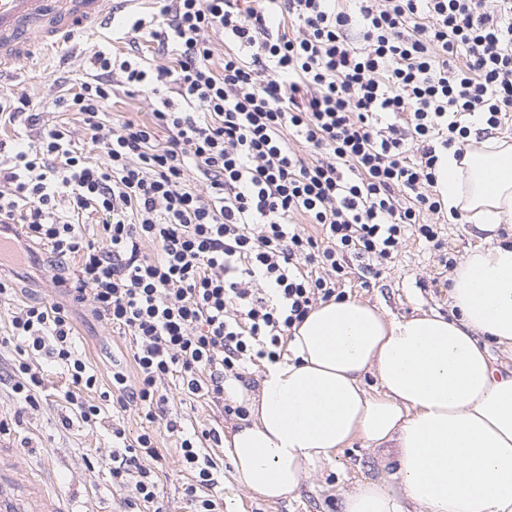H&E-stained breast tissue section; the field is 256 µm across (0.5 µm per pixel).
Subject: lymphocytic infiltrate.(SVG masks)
<instances>
[{
    "label": "lymphocytic infiltrate",
    "instance_id": "f902f5d3",
    "mask_svg": "<svg viewBox=\"0 0 512 512\" xmlns=\"http://www.w3.org/2000/svg\"><path fill=\"white\" fill-rule=\"evenodd\" d=\"M129 29L165 63L96 52L77 91L57 100L81 115L100 161L68 127H43L28 95L0 100V130L29 133L0 139L12 151L0 163V262L29 241L74 266L58 282L64 301L14 313L23 345L5 380L36 405L45 357L82 424L96 427L103 409L83 393L98 375L69 310L90 303L130 339L133 370L113 371L112 411L147 423L132 438L112 430L109 471L125 508L167 512L161 422L194 472L193 512H224L205 448L220 433L170 418L161 385L246 417L225 403L227 383L249 385L250 365L280 358L285 333L336 297L348 256L392 259L409 234L439 244L437 225L420 221L442 210L439 150L466 137L473 114L496 128L512 112V0H165ZM122 87L146 94L150 122L104 126Z\"/></svg>",
    "mask_w": 512,
    "mask_h": 512
}]
</instances>
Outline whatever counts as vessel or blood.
<instances>
[{
    "instance_id": "b4317fda",
    "label": "vessel or blood",
    "mask_w": 512,
    "mask_h": 512,
    "mask_svg": "<svg viewBox=\"0 0 512 512\" xmlns=\"http://www.w3.org/2000/svg\"><path fill=\"white\" fill-rule=\"evenodd\" d=\"M141 0H0V82L15 79L19 63L35 60L82 31L110 26ZM15 445L0 437V512H63L57 495L15 464Z\"/></svg>"
}]
</instances>
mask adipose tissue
<instances>
[{
    "instance_id": "1",
    "label": "adipose tissue",
    "mask_w": 512,
    "mask_h": 512,
    "mask_svg": "<svg viewBox=\"0 0 512 512\" xmlns=\"http://www.w3.org/2000/svg\"><path fill=\"white\" fill-rule=\"evenodd\" d=\"M436 188L486 238L449 272V314L385 316L369 303H319L293 327L288 354L266 364L251 420L224 455L251 495L275 501L360 438L392 448L398 467L345 492L343 512H512V142L441 152ZM373 376L377 391L364 384Z\"/></svg>"
}]
</instances>
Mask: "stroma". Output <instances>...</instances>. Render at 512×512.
<instances>
[{"mask_svg": "<svg viewBox=\"0 0 512 512\" xmlns=\"http://www.w3.org/2000/svg\"><path fill=\"white\" fill-rule=\"evenodd\" d=\"M124 31L114 26L79 35L76 53L59 48L41 59L21 66L20 81L0 89V96L30 95L35 111L47 125L67 124L77 146L85 155L98 152L83 136L77 114L61 111L55 104L61 94L60 77L82 72L96 50L126 51ZM442 249L417 238H408L397 255L383 263L379 276L365 272L363 260L349 258L348 273L341 283L346 295L369 302L387 316L407 317L419 312L448 310V269L441 257L461 260L482 243L484 235L466 216L442 224ZM16 288L36 300L59 299L58 278L66 269L52 265L47 249L37 244L25 247V258L12 265ZM78 347L98 373V386L83 394L92 404H101V394L112 387V362L130 346L128 337L93 319L88 305L73 308ZM168 407L186 426L217 428L226 433L236 428L238 418L225 417L221 408L203 399L181 394L166 383ZM65 380L57 371L46 375L42 396L36 406L24 403L8 385L0 384V421L8 422L9 435L17 443L18 462L33 468L35 477L45 479L63 502L65 512H119L121 504L112 489L108 455L112 450V422L104 420L96 429L85 428L65 397ZM158 446L167 459L163 476L168 512H190L184 489L192 480L189 469L178 464V451L163 426L155 428ZM213 461L224 471V481L215 496L224 500V512H342L343 495L357 482L392 474L397 468L395 453L365 448L360 439L351 440L336 453L335 466H327L305 478L296 494L283 500L253 497L238 483L223 446L210 447Z\"/></svg>", "mask_w": 512, "mask_h": 512, "instance_id": "35a3bbf8", "label": "stroma"}]
</instances>
